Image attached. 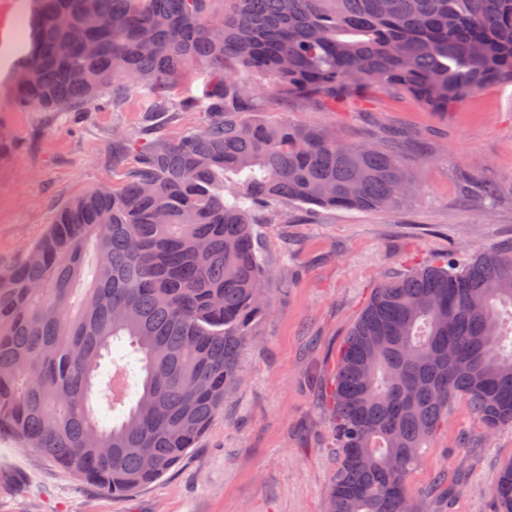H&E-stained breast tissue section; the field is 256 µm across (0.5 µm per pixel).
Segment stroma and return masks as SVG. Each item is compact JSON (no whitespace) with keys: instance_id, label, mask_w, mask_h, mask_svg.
Here are the masks:
<instances>
[{"instance_id":"stroma-1","label":"stroma","mask_w":512,"mask_h":512,"mask_svg":"<svg viewBox=\"0 0 512 512\" xmlns=\"http://www.w3.org/2000/svg\"><path fill=\"white\" fill-rule=\"evenodd\" d=\"M30 0H0V272L45 235L55 211L101 186L123 184L155 92L118 86L113 106L85 112L18 109L13 73L23 52ZM280 117L359 143L404 136L399 153L420 193L383 211L278 203L260 209L256 231L269 315L242 347L243 375L181 464L115 499L62 472L39 452L0 435V512H324L334 469L323 381L373 288L437 253L512 240V84H495L433 112L408 95L374 90L327 110L283 96ZM501 193L487 204L482 184ZM469 437L466 455L456 448ZM512 459V427L487 434L465 401L423 451L411 496L442 472L457 493L433 512H495V475Z\"/></svg>"}]
</instances>
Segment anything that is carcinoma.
Returning a JSON list of instances; mask_svg holds the SVG:
<instances>
[{"label":"carcinoma","instance_id":"cac0c4a2","mask_svg":"<svg viewBox=\"0 0 512 512\" xmlns=\"http://www.w3.org/2000/svg\"><path fill=\"white\" fill-rule=\"evenodd\" d=\"M34 2L20 109L78 112L124 78L211 75L203 127L174 140L146 129L122 187L60 207L0 273V433L122 498L179 466L241 376L268 310L256 207L375 211L401 202L399 182L418 193L388 143L259 119L263 102L327 108L376 88L446 112L512 83V0H222L218 20L216 0ZM192 108L158 96L148 111ZM459 398L486 433L512 426V242L433 255L374 289L325 398V512H428L409 478ZM495 494L512 512V460Z\"/></svg>","mask_w":512,"mask_h":512}]
</instances>
